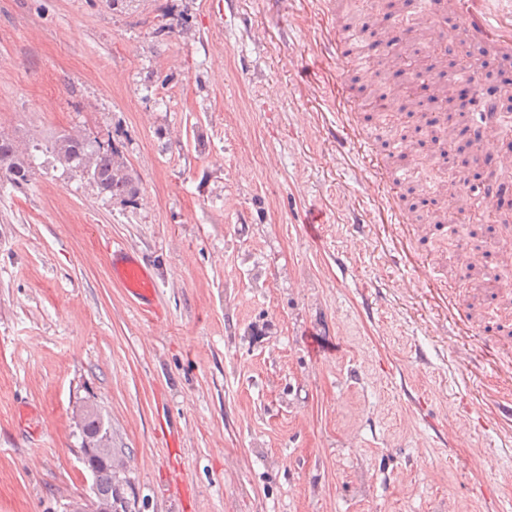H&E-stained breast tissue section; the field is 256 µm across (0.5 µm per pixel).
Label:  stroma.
I'll use <instances>...</instances> for the list:
<instances>
[{
  "mask_svg": "<svg viewBox=\"0 0 512 512\" xmlns=\"http://www.w3.org/2000/svg\"><path fill=\"white\" fill-rule=\"evenodd\" d=\"M412 0H0V132L38 145L0 183V512L91 495L83 405L112 432L136 512H501L512 495L511 271L452 162L402 155L409 117L367 107L396 79L379 26L360 67L324 35ZM365 149L338 155V98ZM115 140L135 204L46 145ZM410 168L399 234L372 160ZM370 229L351 247V208ZM123 242L157 311L113 283ZM456 296L467 318L449 315Z\"/></svg>",
  "mask_w": 512,
  "mask_h": 512,
  "instance_id": "1",
  "label": "stroma"
}]
</instances>
